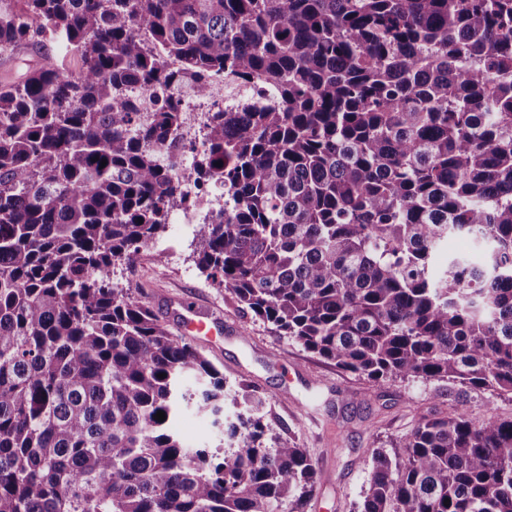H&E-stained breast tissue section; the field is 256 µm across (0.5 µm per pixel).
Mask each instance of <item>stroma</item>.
<instances>
[{"label": "stroma", "mask_w": 512, "mask_h": 512, "mask_svg": "<svg viewBox=\"0 0 512 512\" xmlns=\"http://www.w3.org/2000/svg\"><path fill=\"white\" fill-rule=\"evenodd\" d=\"M193 231L177 221L113 281L131 289L159 318L172 298L190 296L220 315L221 331L190 334L226 384L244 379L266 398L268 421L295 438L315 462L320 483L308 512H357L372 468L370 451L391 449L422 418L466 413L474 422L512 417V398L443 383L405 380L376 386L342 371L237 307L194 262Z\"/></svg>", "instance_id": "35a3bbf8"}]
</instances>
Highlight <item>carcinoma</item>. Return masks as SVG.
<instances>
[{
	"mask_svg": "<svg viewBox=\"0 0 512 512\" xmlns=\"http://www.w3.org/2000/svg\"><path fill=\"white\" fill-rule=\"evenodd\" d=\"M46 30L80 68L0 86V512H306L265 399L112 283L188 202L185 150L224 185L195 263L252 318L379 386L512 396V0H0V57ZM214 75L249 94L198 149L178 92ZM184 406L238 410L224 453ZM371 456L359 512H512V419ZM176 431L190 447L207 445L209 448H227L220 429L192 413H186L178 420Z\"/></svg>",
	"mask_w": 512,
	"mask_h": 512,
	"instance_id": "carcinoma-1",
	"label": "carcinoma"
}]
</instances>
